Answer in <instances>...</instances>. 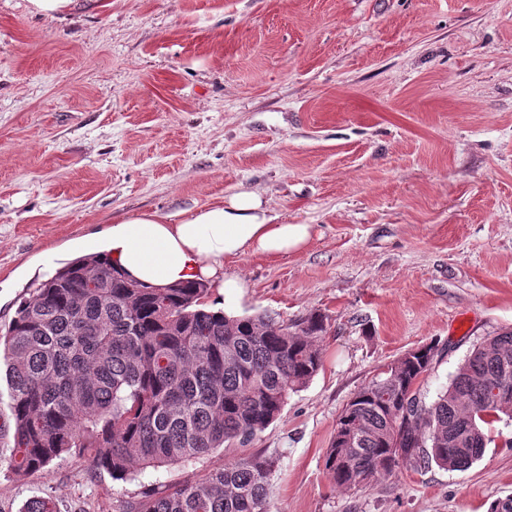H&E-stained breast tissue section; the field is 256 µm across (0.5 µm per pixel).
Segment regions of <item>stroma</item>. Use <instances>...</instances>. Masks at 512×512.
<instances>
[{"mask_svg":"<svg viewBox=\"0 0 512 512\" xmlns=\"http://www.w3.org/2000/svg\"><path fill=\"white\" fill-rule=\"evenodd\" d=\"M63 19L0 0V329L116 219L182 216L239 191L298 253L225 259L211 308L295 326L323 364L247 446L115 480L75 453L16 476L0 386V512H121L150 489L260 453L271 512H491L512 496V420L465 470L403 464L345 491L324 456L352 397L437 342L433 401L512 328V0H102Z\"/></svg>","mask_w":512,"mask_h":512,"instance_id":"35a3bbf8","label":"stroma"}]
</instances>
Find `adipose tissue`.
<instances>
[{"label":"adipose tissue","mask_w":512,"mask_h":512,"mask_svg":"<svg viewBox=\"0 0 512 512\" xmlns=\"http://www.w3.org/2000/svg\"><path fill=\"white\" fill-rule=\"evenodd\" d=\"M310 237V225L276 223L260 195L240 191L174 224L153 213L120 219L112 227V263L150 286L204 280L237 292L243 283L225 278L226 258L298 252Z\"/></svg>","instance_id":"obj_1"}]
</instances>
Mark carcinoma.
I'll use <instances>...</instances> for the list:
<instances>
[{"label":"carcinoma","mask_w":512,"mask_h":512,"mask_svg":"<svg viewBox=\"0 0 512 512\" xmlns=\"http://www.w3.org/2000/svg\"><path fill=\"white\" fill-rule=\"evenodd\" d=\"M204 281L154 287L105 254L77 259L21 302L0 354L14 419L12 468L37 472L77 452L123 480L135 469L244 445L281 414L288 392L322 366L323 318L295 329L269 315L227 316ZM435 345L396 360L347 404L324 465L356 490L402 464L469 468L512 408V329L475 347L437 398L416 384ZM274 462L241 457L202 478L152 489L123 512H269Z\"/></svg>","instance_id":"carcinoma-1"}]
</instances>
